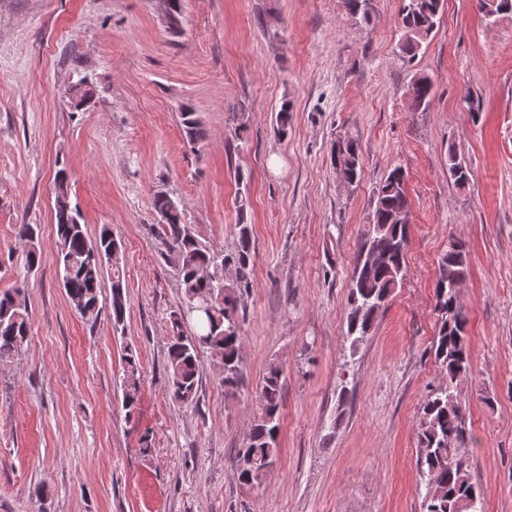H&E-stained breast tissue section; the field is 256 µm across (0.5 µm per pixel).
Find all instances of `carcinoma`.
I'll return each instance as SVG.
<instances>
[{
    "label": "carcinoma",
    "mask_w": 512,
    "mask_h": 512,
    "mask_svg": "<svg viewBox=\"0 0 512 512\" xmlns=\"http://www.w3.org/2000/svg\"><path fill=\"white\" fill-rule=\"evenodd\" d=\"M347 14L356 26H367L371 16L364 8L365 0H345ZM444 0H403L398 25V47L402 57L413 60L428 43L437 27ZM433 91L431 79L425 75L412 81L409 111L428 108ZM183 136L194 149L205 141V132L193 108L180 107ZM293 115L284 102L276 113L277 133L285 135ZM330 163L336 179L355 186L362 172V156L357 140L347 134L336 138ZM448 179L463 191L469 186L470 170L459 158L456 146H448ZM55 225L58 237L57 263L69 302L86 320L98 319L102 309L109 312L115 329L124 325L127 313V292L119 269L121 242L108 228L91 239L81 223L79 210L71 206L68 179L64 170L55 176ZM152 208L160 241L161 255L175 268L181 288L180 304L167 320L168 391L175 402L198 403L201 376L200 354L208 351L221 369V383L232 387L239 382L242 299L253 287L252 271L255 250L252 225L241 221L235 225L233 250H216L206 244L194 225L182 222L178 201L167 192L152 197ZM410 203L405 190V171L390 170L375 186L370 201L367 224L350 278L349 313L346 338L350 349L356 350L375 326L378 313L400 288L406 276L409 245ZM38 225L20 224L17 236L23 245L25 265L37 269L40 255L37 248ZM94 253L112 256V285L109 299L103 298V269L90 261ZM375 262L368 265L367 257ZM469 275V256L463 244L452 242L438 262L434 287L436 328L430 352L445 383L426 396L422 405L417 438L419 464L427 477L425 512H481L480 492L472 481L467 448L475 441L466 425L460 383L472 371L471 350L466 336L468 315L456 302L454 286ZM29 312L22 289L0 293V360L21 352L28 343ZM124 371L121 383L125 417L132 418L138 410L140 362L131 346L124 348ZM283 370L272 363L258 389L259 412L239 458L237 479L250 488L262 485L279 456V433L283 396Z\"/></svg>",
    "instance_id": "obj_1"
}]
</instances>
